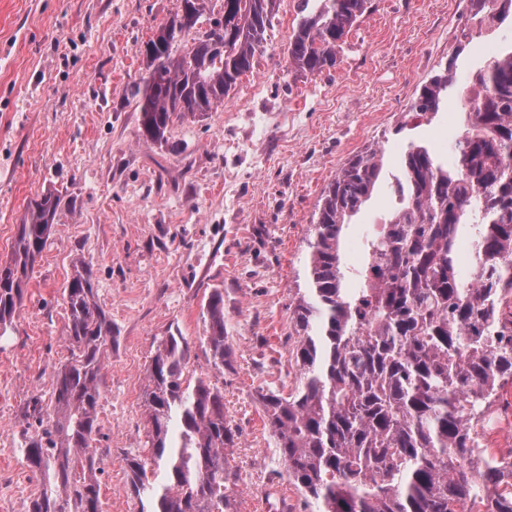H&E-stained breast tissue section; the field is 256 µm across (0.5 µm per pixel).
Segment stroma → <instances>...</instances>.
I'll return each mask as SVG.
<instances>
[{"mask_svg": "<svg viewBox=\"0 0 512 512\" xmlns=\"http://www.w3.org/2000/svg\"><path fill=\"white\" fill-rule=\"evenodd\" d=\"M335 70L289 69L297 0H281L253 75L212 112L173 124L164 145L139 133L126 97L145 64L139 48L180 0H0V263L28 202L63 196L50 244L29 270L12 327L0 334V512H22L38 483L20 450V419L50 398L68 358L63 291L93 271L112 321L108 391L98 408L102 512H137L127 458L143 448V395L155 337L170 325L196 341L200 305L224 293L234 367L218 376L238 430L226 454L239 472V512H274L265 493L284 466L259 392L294 385L288 304L304 287L308 230L325 185L353 155L379 146L395 170L409 140L450 158L461 115L442 112L401 135L418 86L457 56L468 74L512 50V19L457 52L466 0H371ZM395 199L380 188L353 219L365 239Z\"/></svg>", "mask_w": 512, "mask_h": 512, "instance_id": "35a3bbf8", "label": "stroma"}]
</instances>
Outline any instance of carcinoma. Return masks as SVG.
I'll return each mask as SVG.
<instances>
[{
  "label": "carcinoma",
  "instance_id": "1",
  "mask_svg": "<svg viewBox=\"0 0 512 512\" xmlns=\"http://www.w3.org/2000/svg\"><path fill=\"white\" fill-rule=\"evenodd\" d=\"M279 3L224 0L214 11L206 0H181L145 43L146 75L129 89L142 137L167 142L175 121L212 111L252 74ZM369 8L370 0H298L288 67L335 69ZM468 12L491 26L512 17V0H468ZM457 83L452 57L417 89L406 115L431 122ZM461 95L452 162L425 143L408 145L392 185L398 206L366 238L359 268L343 260L344 231L384 179L382 151L352 156L318 201L308 287L289 304L299 383L259 394L288 481L318 512H512L499 480L512 460L491 469L474 462L478 421L512 381V51L468 77ZM60 205L49 190L24 213L0 265L1 332L14 322ZM65 292L71 358L57 368L49 403L35 397L23 412L22 451L40 485L23 512H102L97 408L115 336L89 265L75 268ZM202 315L206 334L196 345L177 328L155 338L144 454L128 463L138 512H238L224 390L187 370L193 351L220 374L232 368L224 292L210 294Z\"/></svg>",
  "mask_w": 512,
  "mask_h": 512
}]
</instances>
